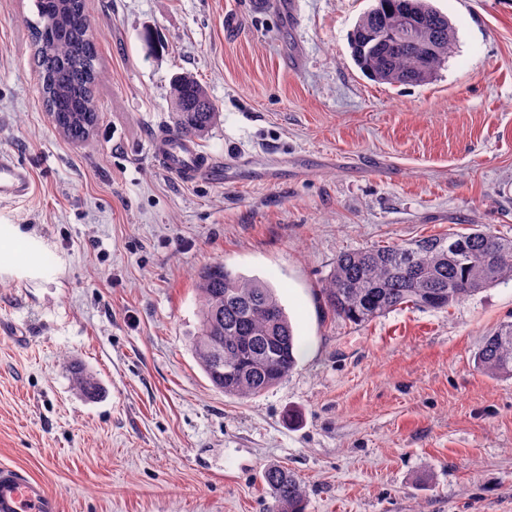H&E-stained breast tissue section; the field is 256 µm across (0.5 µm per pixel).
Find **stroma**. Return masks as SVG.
<instances>
[{
	"instance_id": "stroma-1",
	"label": "stroma",
	"mask_w": 512,
	"mask_h": 512,
	"mask_svg": "<svg viewBox=\"0 0 512 512\" xmlns=\"http://www.w3.org/2000/svg\"><path fill=\"white\" fill-rule=\"evenodd\" d=\"M372 3L87 0L103 79L81 143L42 97L35 0H0V148L34 172L0 203V463L58 512H266L270 464L306 512H512V378L472 360L512 321V280L361 326L319 296L343 250L471 224L512 239V0H432L456 36L420 85L355 64ZM179 73L220 112L200 149L247 167L184 185L155 163ZM217 262L268 281L300 339L247 400L190 347Z\"/></svg>"
}]
</instances>
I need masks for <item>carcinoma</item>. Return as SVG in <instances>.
<instances>
[{
    "label": "carcinoma",
    "instance_id": "carcinoma-1",
    "mask_svg": "<svg viewBox=\"0 0 512 512\" xmlns=\"http://www.w3.org/2000/svg\"><path fill=\"white\" fill-rule=\"evenodd\" d=\"M36 7L34 65L46 105L62 133L82 141L97 121L94 92L101 80L84 0H36ZM405 12L433 39L432 53L386 39ZM454 41V25L430 0H375L352 33L351 50L372 79L413 85L434 78ZM170 95L180 133L199 138L217 122L219 112L195 78L174 77ZM505 280H512V239L473 224L468 232L343 251L320 295L334 316L361 326L405 305L445 309ZM196 288L199 328L191 348L214 388L245 400L291 373L297 336L274 288L223 264L204 267ZM474 360L491 377L511 378L512 322L484 336ZM73 383L86 396L99 390L97 378L78 365ZM263 480L272 498L269 512H305V487L288 469L270 465Z\"/></svg>",
    "mask_w": 512,
    "mask_h": 512
}]
</instances>
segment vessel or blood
I'll list each match as a JSON object with an SVG mask.
<instances>
[{
  "label": "vessel or blood",
  "instance_id": "obj_1",
  "mask_svg": "<svg viewBox=\"0 0 512 512\" xmlns=\"http://www.w3.org/2000/svg\"><path fill=\"white\" fill-rule=\"evenodd\" d=\"M151 152L163 171L186 185L219 176L222 170L221 161L202 152L196 140L170 129L155 133ZM32 185L30 168L0 149V199L25 197ZM0 512H57V501L40 480L0 464Z\"/></svg>",
  "mask_w": 512,
  "mask_h": 512
}]
</instances>
